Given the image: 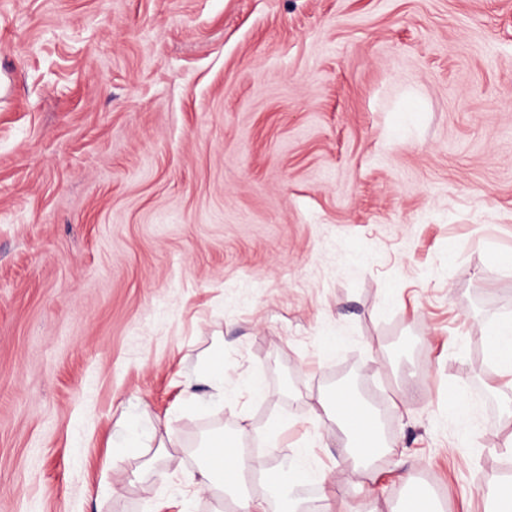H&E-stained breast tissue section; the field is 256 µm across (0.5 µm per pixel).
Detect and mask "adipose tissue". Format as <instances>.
Listing matches in <instances>:
<instances>
[{"label":"adipose tissue","mask_w":512,"mask_h":512,"mask_svg":"<svg viewBox=\"0 0 512 512\" xmlns=\"http://www.w3.org/2000/svg\"><path fill=\"white\" fill-rule=\"evenodd\" d=\"M333 412L347 414L345 450L354 461V476L361 485L371 486L374 478L372 465L384 448L374 416L348 393L337 395ZM208 454L212 458L211 463L202 464L199 468L202 483L207 488L214 489L221 484L238 485L250 470L249 459L227 452L223 443H214ZM308 478L301 455H294L291 461L277 463L267 473L262 485L246 496L245 512H266L267 492L271 489L282 499H291L294 490Z\"/></svg>","instance_id":"adipose-tissue-1"}]
</instances>
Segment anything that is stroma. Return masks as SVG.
<instances>
[{
  "instance_id": "35a3bbf8",
  "label": "stroma",
  "mask_w": 512,
  "mask_h": 512,
  "mask_svg": "<svg viewBox=\"0 0 512 512\" xmlns=\"http://www.w3.org/2000/svg\"><path fill=\"white\" fill-rule=\"evenodd\" d=\"M509 254L512 0H0V512H219L271 431L336 494L267 512H485ZM328 408L330 407L319 401L318 406H312V413L315 418L320 419L319 410L321 409L327 413L329 412ZM330 409H332L336 418L343 412L347 414L344 448L354 461V476L359 479L361 485L371 490L374 478L372 465L383 452V448L390 447L382 442L372 413L351 394L342 393L337 395L336 403ZM208 448L207 455L211 456L224 469V479H222L217 471L209 466L206 456L205 460L199 468V474L202 478L201 484L207 486L208 489H220L222 486L238 485L243 476L249 472L250 460L243 454L229 453L224 450L223 443L217 441Z\"/></svg>"
}]
</instances>
